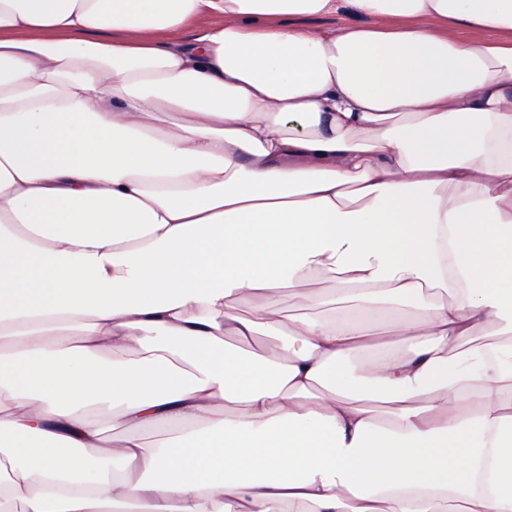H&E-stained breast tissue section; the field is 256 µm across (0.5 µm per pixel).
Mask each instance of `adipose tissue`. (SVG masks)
<instances>
[{"label": "adipose tissue", "instance_id": "1", "mask_svg": "<svg viewBox=\"0 0 512 512\" xmlns=\"http://www.w3.org/2000/svg\"><path fill=\"white\" fill-rule=\"evenodd\" d=\"M0 512H512V0H0Z\"/></svg>", "mask_w": 512, "mask_h": 512}]
</instances>
